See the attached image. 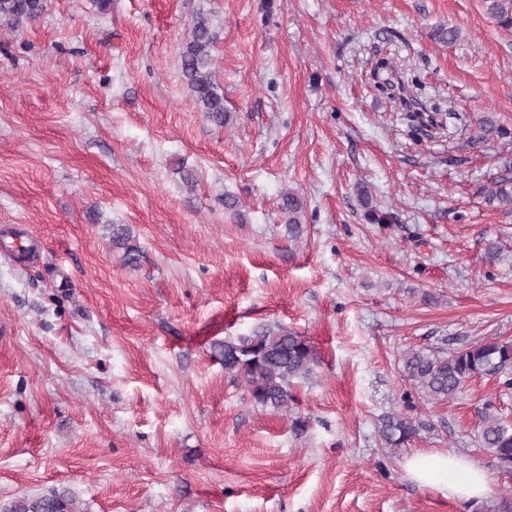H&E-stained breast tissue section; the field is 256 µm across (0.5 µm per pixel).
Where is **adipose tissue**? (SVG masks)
<instances>
[{
    "label": "adipose tissue",
    "instance_id": "adipose-tissue-1",
    "mask_svg": "<svg viewBox=\"0 0 512 512\" xmlns=\"http://www.w3.org/2000/svg\"><path fill=\"white\" fill-rule=\"evenodd\" d=\"M405 468L416 483L433 488L448 498L478 499L487 489L485 469L461 455L418 452L407 460Z\"/></svg>",
    "mask_w": 512,
    "mask_h": 512
}]
</instances>
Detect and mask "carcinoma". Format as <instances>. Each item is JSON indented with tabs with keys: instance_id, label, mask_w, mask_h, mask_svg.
I'll return each mask as SVG.
<instances>
[{
	"instance_id": "1",
	"label": "carcinoma",
	"mask_w": 512,
	"mask_h": 512,
	"mask_svg": "<svg viewBox=\"0 0 512 512\" xmlns=\"http://www.w3.org/2000/svg\"><path fill=\"white\" fill-rule=\"evenodd\" d=\"M488 13L505 28H512V0H486ZM48 0H0V19L18 27L40 17ZM215 33L208 18L198 15L191 37L181 54L182 75L193 92L201 111L215 124L226 119L224 95L218 93L212 79V51ZM298 198L289 194L283 201L288 213V236L296 238L303 231L297 214ZM124 228H112V243L125 249L128 264L136 262L137 248L128 244ZM224 370L244 382L254 405L263 409L284 410L293 401L290 383L314 373L319 357L311 342L282 325L264 326L245 336L224 339L221 348ZM404 379L422 398L432 402L453 399L465 382L479 377L496 379L512 386V341L498 339L477 341L465 348L410 349L402 357ZM416 433L414 422L405 416H384L380 437L388 448H400ZM478 447L485 451L503 473L512 475V422L502 419L486 405L482 412ZM0 512H80L76 498L64 489H52L36 498H23L0 505Z\"/></svg>"
}]
</instances>
